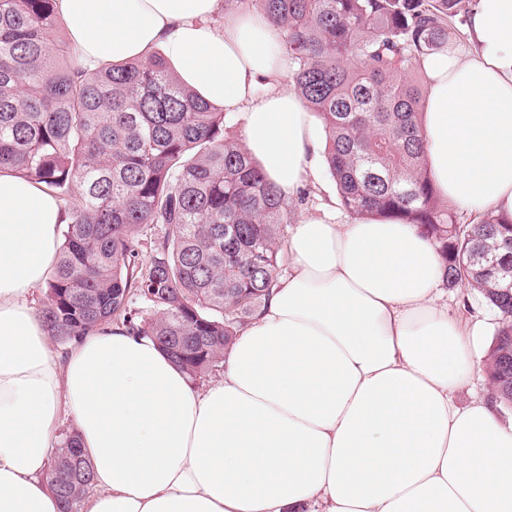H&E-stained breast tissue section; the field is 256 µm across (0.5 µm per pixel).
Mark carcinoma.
I'll use <instances>...</instances> for the list:
<instances>
[{"label": "carcinoma", "instance_id": "carcinoma-1", "mask_svg": "<svg viewBox=\"0 0 512 512\" xmlns=\"http://www.w3.org/2000/svg\"><path fill=\"white\" fill-rule=\"evenodd\" d=\"M246 1L279 29L294 88L321 121L339 208L418 225L446 260V286L476 288L498 312L487 381L509 406L512 248L495 242L512 239V215L466 224L440 204L409 76L456 39L461 0H234ZM61 23L57 0H0V165L44 185L66 216L42 323L58 344L111 325L151 337L194 383L269 299L293 207L228 135L224 111L160 54L81 68L48 39ZM151 224L171 232L145 243ZM77 448L66 436L49 470L62 512H82L93 481Z\"/></svg>", "mask_w": 512, "mask_h": 512}]
</instances>
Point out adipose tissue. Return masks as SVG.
<instances>
[{
  "label": "adipose tissue",
  "instance_id": "1",
  "mask_svg": "<svg viewBox=\"0 0 512 512\" xmlns=\"http://www.w3.org/2000/svg\"><path fill=\"white\" fill-rule=\"evenodd\" d=\"M220 0H59L78 65L160 51L198 96L247 114L245 145L286 197L318 173L319 122L284 83L278 32ZM472 52L422 64L428 173L443 198L512 214V0H477ZM65 216L0 166V512H60L46 481L72 416L94 472L83 512H512V422L454 399L478 365L443 260L413 224L305 216L289 272L203 387L150 338L110 327L53 354L30 301Z\"/></svg>",
  "mask_w": 512,
  "mask_h": 512
}]
</instances>
